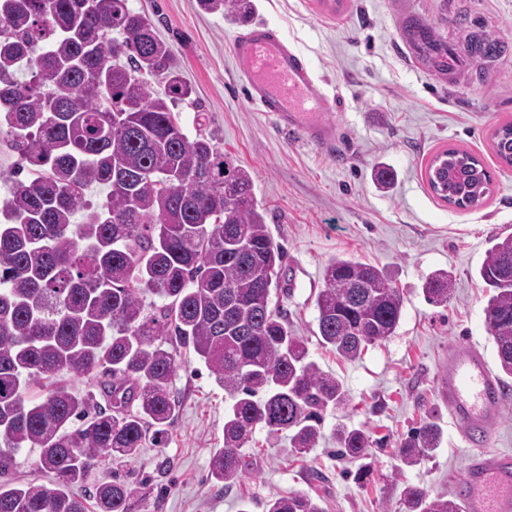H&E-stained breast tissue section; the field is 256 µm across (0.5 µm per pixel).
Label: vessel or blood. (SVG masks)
<instances>
[{"mask_svg": "<svg viewBox=\"0 0 512 512\" xmlns=\"http://www.w3.org/2000/svg\"><path fill=\"white\" fill-rule=\"evenodd\" d=\"M236 75L250 101L286 133L325 148L337 129L327 117L334 102L320 87L311 64L270 25L258 22L231 44ZM441 390L452 420L463 429L465 512H512V452L485 446L501 419L504 391L476 342L466 339L448 353Z\"/></svg>", "mask_w": 512, "mask_h": 512, "instance_id": "obj_1", "label": "vessel or blood"}]
</instances>
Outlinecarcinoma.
<instances>
[{
    "label": "carcinoma",
    "mask_w": 512,
    "mask_h": 512,
    "mask_svg": "<svg viewBox=\"0 0 512 512\" xmlns=\"http://www.w3.org/2000/svg\"><path fill=\"white\" fill-rule=\"evenodd\" d=\"M199 2L240 19L252 10L251 0ZM407 27L411 40L441 47L428 26ZM1 31L0 134L28 177L13 179L0 205V512H89L72 489L93 466L134 459L148 442L163 447L182 345L232 399L214 482L229 489L250 469L240 448L259 425L291 433L301 453L314 447L348 390L271 307L284 252L251 171L213 139L189 137L175 117L191 88L170 46L128 0H0ZM473 46L487 58L500 52L491 35ZM493 146L512 165V121L496 129ZM426 177L459 208L491 193V173L466 150L437 154ZM91 187L105 188V200L78 224ZM478 276L500 372L512 377V235L492 245ZM422 290L447 303L448 272L429 275ZM403 304L389 273L334 257L316 297L321 343L352 360L395 334ZM62 373L95 377L110 406L56 381ZM336 438L339 456L366 455L364 430L340 425ZM439 439L437 424L424 423L401 444V463H417ZM26 448L53 473L51 484L9 481ZM137 496L114 478L96 488L95 512H134ZM404 508L463 512L460 497L418 486L405 489ZM265 512L327 509L296 493L269 496Z\"/></svg>",
    "instance_id": "obj_1"
}]
</instances>
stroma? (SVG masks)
I'll list each match as a JSON object with an SVG mask.
<instances>
[{"label": "stroma", "instance_id": "1", "mask_svg": "<svg viewBox=\"0 0 512 512\" xmlns=\"http://www.w3.org/2000/svg\"><path fill=\"white\" fill-rule=\"evenodd\" d=\"M251 19L276 28L310 62L338 103L329 118L335 148L283 133L250 103L233 70L231 43L241 23L201 9L199 0H128L168 42L193 93L174 113L189 136L213 138L234 164L254 172V194L267 209L270 233L286 254L272 291L311 358L348 389V408L325 418L308 454L287 436L255 428L242 449L253 466L231 490L208 479L215 449L224 445L230 401L194 353L181 352L171 390L179 410L164 447L145 446L117 467L99 462L86 488L120 474L137 488L135 512H265L273 494L322 497L328 512H404L403 489L456 494L464 467L462 432L451 420L438 380L457 340L495 349L484 317L476 271L496 237L512 234V165L499 160L493 134L512 118V0H252ZM413 16L445 44L463 49L470 32L500 37L502 57L463 58L444 72L415 53L401 20ZM477 156L492 175L490 196L470 208L438 199L426 170L449 149ZM395 173L380 190L377 169ZM353 255L386 269L404 296L394 334L353 361L336 357L318 338L315 299L329 259ZM451 276L447 306L430 304L425 278ZM442 430L439 448L400 468L402 439L427 421ZM366 429L372 472L336 456L334 428Z\"/></svg>", "mask_w": 512, "mask_h": 512}]
</instances>
